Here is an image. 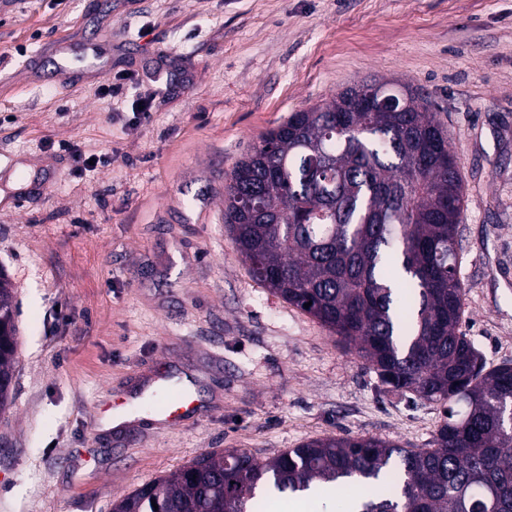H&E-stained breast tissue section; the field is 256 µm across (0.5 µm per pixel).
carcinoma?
I'll use <instances>...</instances> for the list:
<instances>
[{
    "mask_svg": "<svg viewBox=\"0 0 512 512\" xmlns=\"http://www.w3.org/2000/svg\"><path fill=\"white\" fill-rule=\"evenodd\" d=\"M369 88L270 130L224 184V223L258 282L392 390L448 406L433 447L331 436L265 460L204 452L112 512H255L261 496L306 494L315 481L382 490L356 512H512V365L487 368L460 330L461 167L418 90L402 86V112H361ZM17 346L0 272V412L11 404Z\"/></svg>",
    "mask_w": 512,
    "mask_h": 512,
    "instance_id": "carcinoma-1",
    "label": "carcinoma"
}]
</instances>
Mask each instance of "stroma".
<instances>
[{"instance_id":"1","label":"stroma","mask_w":512,"mask_h":512,"mask_svg":"<svg viewBox=\"0 0 512 512\" xmlns=\"http://www.w3.org/2000/svg\"><path fill=\"white\" fill-rule=\"evenodd\" d=\"M92 42L64 82L53 39ZM170 74L150 119L133 117ZM408 84L464 176L461 330L512 364V0H12L0 11V272L19 343L0 413V512H112L204 451L267 459L328 436L428 447L441 405L386 391L253 280L224 225L236 162L361 81ZM107 157L75 173L73 150ZM170 372L197 407L155 421ZM122 409L130 421L100 423Z\"/></svg>"}]
</instances>
